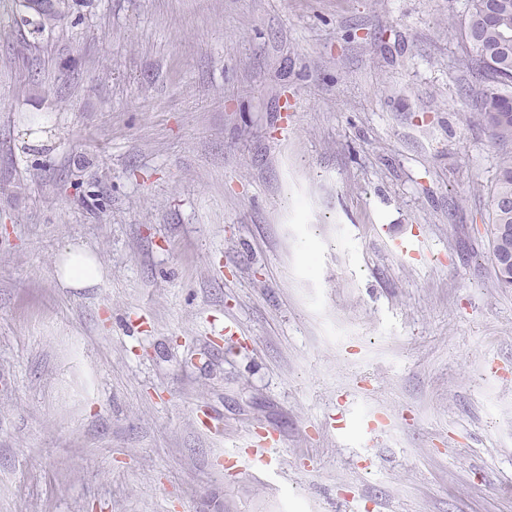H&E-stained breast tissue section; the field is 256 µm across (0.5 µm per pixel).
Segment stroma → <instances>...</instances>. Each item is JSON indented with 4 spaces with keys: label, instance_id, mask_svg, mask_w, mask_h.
<instances>
[{
    "label": "stroma",
    "instance_id": "stroma-1",
    "mask_svg": "<svg viewBox=\"0 0 512 512\" xmlns=\"http://www.w3.org/2000/svg\"><path fill=\"white\" fill-rule=\"evenodd\" d=\"M468 5L0 0V512H512ZM38 1H42L41 7L43 9L31 8L24 11V13H27V17L32 19L39 32L46 30L49 32L53 31L57 27V24L70 14L72 9L70 0H53L50 9H47L49 7L47 0ZM102 274L96 256L84 245H69L58 256L55 277L64 287L93 288Z\"/></svg>",
    "mask_w": 512,
    "mask_h": 512
}]
</instances>
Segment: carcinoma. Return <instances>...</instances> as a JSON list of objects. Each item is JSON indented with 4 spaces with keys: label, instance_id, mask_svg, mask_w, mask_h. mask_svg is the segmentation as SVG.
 <instances>
[{
    "label": "carcinoma",
    "instance_id": "1",
    "mask_svg": "<svg viewBox=\"0 0 512 512\" xmlns=\"http://www.w3.org/2000/svg\"><path fill=\"white\" fill-rule=\"evenodd\" d=\"M70 0H53L49 9L27 10L37 31H53L71 12ZM461 37L471 58L466 68L476 72L485 87L474 101L479 121L499 146L492 195L490 233L493 260L499 287L512 288V0H471L461 24Z\"/></svg>",
    "mask_w": 512,
    "mask_h": 512
}]
</instances>
